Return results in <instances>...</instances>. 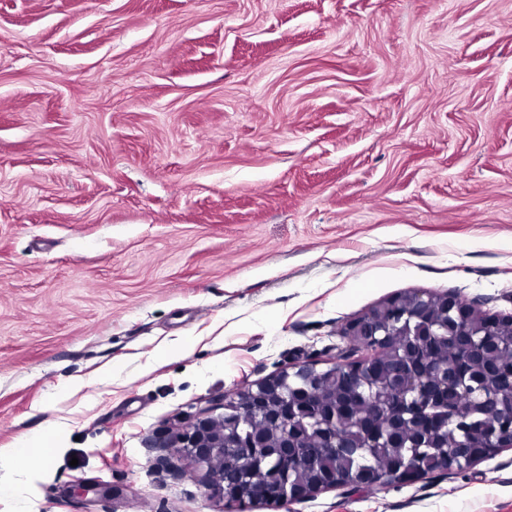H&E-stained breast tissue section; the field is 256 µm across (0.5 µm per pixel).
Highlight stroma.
Returning a JSON list of instances; mask_svg holds the SVG:
<instances>
[{"mask_svg":"<svg viewBox=\"0 0 512 512\" xmlns=\"http://www.w3.org/2000/svg\"><path fill=\"white\" fill-rule=\"evenodd\" d=\"M410 290L512 313V0H0V512H239L166 435ZM246 512H512V448ZM19 448H10V452L16 459L32 462L44 458L52 451V443L48 436H23L18 443Z\"/></svg>","mask_w":512,"mask_h":512,"instance_id":"obj_1","label":"stroma"}]
</instances>
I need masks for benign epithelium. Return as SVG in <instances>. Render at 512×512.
Instances as JSON below:
<instances>
[{"mask_svg": "<svg viewBox=\"0 0 512 512\" xmlns=\"http://www.w3.org/2000/svg\"><path fill=\"white\" fill-rule=\"evenodd\" d=\"M342 335L368 348V353L340 364L345 382L351 385L370 384L377 358L392 355L390 379L400 393L398 405L388 411L387 431L380 436L364 434L358 446L395 448L406 433L418 441L425 436L422 401L432 403L448 396V363L438 359L421 367L409 352H427L439 343V337L451 336L454 345L473 360L474 368L495 373L500 369L499 351L512 348V314H481L456 294L414 291L354 318ZM313 377L334 380L336 367L319 369L315 363H304L233 391L224 396L223 413L203 412L184 422L164 447L177 449L204 469L208 490L242 509L258 501L289 503L343 487V482L318 484L294 475L298 466L315 468L322 453L344 447L336 437L339 412L333 401L316 413L321 447L298 455L308 436L305 420L311 414V405L302 398L303 384ZM487 438L493 451L470 456L468 465L512 446V413L495 417ZM430 474L425 463L414 461L397 471L367 474L360 483L366 488L382 487Z\"/></svg>", "mask_w": 512, "mask_h": 512, "instance_id": "1", "label": "benign epithelium"}]
</instances>
